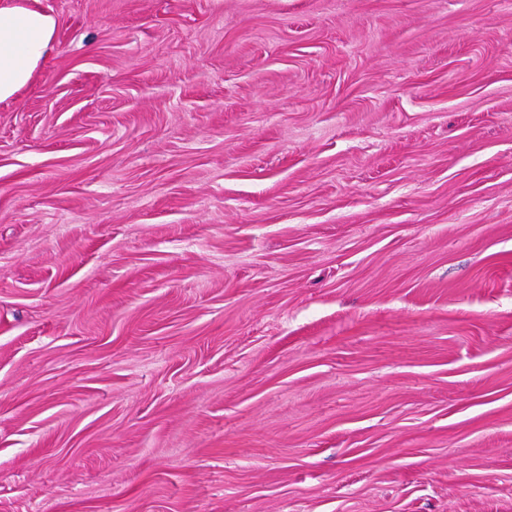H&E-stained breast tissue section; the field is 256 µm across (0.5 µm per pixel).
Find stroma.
<instances>
[{
	"instance_id": "1",
	"label": "stroma",
	"mask_w": 512,
	"mask_h": 512,
	"mask_svg": "<svg viewBox=\"0 0 512 512\" xmlns=\"http://www.w3.org/2000/svg\"><path fill=\"white\" fill-rule=\"evenodd\" d=\"M42 4L0 512H512V0Z\"/></svg>"
}]
</instances>
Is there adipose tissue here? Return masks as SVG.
I'll return each instance as SVG.
<instances>
[{
	"mask_svg": "<svg viewBox=\"0 0 512 512\" xmlns=\"http://www.w3.org/2000/svg\"><path fill=\"white\" fill-rule=\"evenodd\" d=\"M56 29L41 0H0V104L32 83L55 49Z\"/></svg>",
	"mask_w": 512,
	"mask_h": 512,
	"instance_id": "adipose-tissue-1",
	"label": "adipose tissue"
}]
</instances>
